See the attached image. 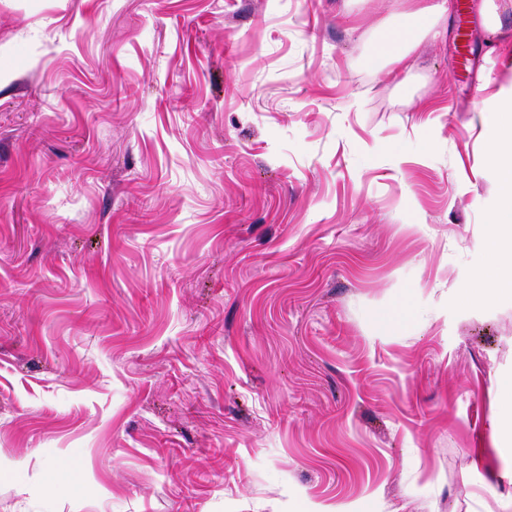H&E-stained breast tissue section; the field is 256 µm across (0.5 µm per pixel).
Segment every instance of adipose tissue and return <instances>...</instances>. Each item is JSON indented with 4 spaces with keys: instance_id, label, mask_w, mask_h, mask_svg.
<instances>
[{
    "instance_id": "ef3b65f1",
    "label": "adipose tissue",
    "mask_w": 512,
    "mask_h": 512,
    "mask_svg": "<svg viewBox=\"0 0 512 512\" xmlns=\"http://www.w3.org/2000/svg\"><path fill=\"white\" fill-rule=\"evenodd\" d=\"M448 10L446 0L399 12L395 24L378 38L389 63L402 64L418 38L438 31V20ZM491 160L500 173L499 208L490 219L491 225L512 221V121L503 125Z\"/></svg>"
}]
</instances>
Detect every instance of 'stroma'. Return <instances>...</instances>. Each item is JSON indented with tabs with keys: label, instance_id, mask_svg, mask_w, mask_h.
<instances>
[{
	"label": "stroma",
	"instance_id": "35a3bbf8",
	"mask_svg": "<svg viewBox=\"0 0 512 512\" xmlns=\"http://www.w3.org/2000/svg\"><path fill=\"white\" fill-rule=\"evenodd\" d=\"M468 3L0 0V512H512ZM429 6L399 12L396 23L387 27L378 37L389 63L402 64L410 54L418 38L432 33L438 38L442 32L437 28L439 18L448 12L447 0Z\"/></svg>",
	"mask_w": 512,
	"mask_h": 512
}]
</instances>
